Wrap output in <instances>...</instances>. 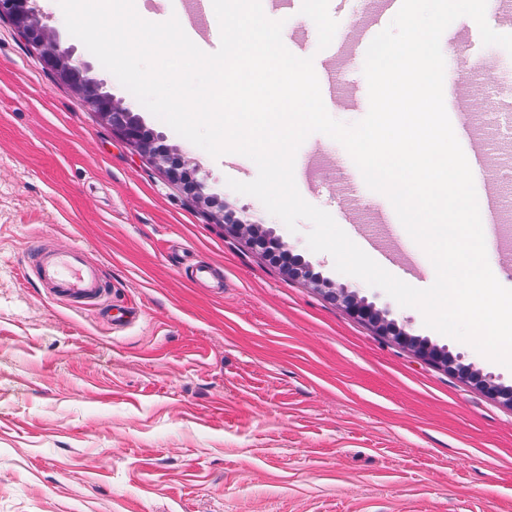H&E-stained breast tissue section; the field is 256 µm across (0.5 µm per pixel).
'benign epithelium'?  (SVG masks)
<instances>
[{"mask_svg": "<svg viewBox=\"0 0 512 512\" xmlns=\"http://www.w3.org/2000/svg\"><path fill=\"white\" fill-rule=\"evenodd\" d=\"M0 18L7 19L16 34L40 56L55 82L77 94L86 108L95 113L103 125L118 133L133 152L151 159L172 184L179 186L196 204L208 210L213 223L242 231L249 243L266 257L278 258V265L288 277L307 282L341 304L353 317L373 327L379 335L414 351L424 360L447 369L512 407L511 386L495 383L492 376L463 363L460 357L412 335L357 294L345 288H333L332 283L316 272L309 262L285 249L277 238L259 232L258 224L238 216L224 205V200L213 191L206 179L196 176L198 167L165 145L154 133H145L140 117L106 91L103 82L93 76L90 65L76 57L74 49L65 45L43 23L38 0H0Z\"/></svg>", "mask_w": 512, "mask_h": 512, "instance_id": "obj_1", "label": "benign epithelium"}]
</instances>
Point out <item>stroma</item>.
Returning <instances> with one entry per match:
<instances>
[{
    "mask_svg": "<svg viewBox=\"0 0 512 512\" xmlns=\"http://www.w3.org/2000/svg\"><path fill=\"white\" fill-rule=\"evenodd\" d=\"M42 9L108 91L164 143L200 164L229 207L245 212L334 287L388 311L406 331L512 386V369L428 328L421 312L339 273L255 197L232 190L257 167L211 157L146 109L68 32L57 0ZM288 49L315 70H346L326 53L351 38L359 0H266ZM492 82L465 83L470 114L512 85V54ZM329 114L368 112L362 69ZM301 196L354 243L387 203L354 197L337 141L311 134ZM386 270L406 258L427 288L435 270L404 227ZM81 248L103 297L57 300L44 255ZM212 265L222 285L194 280ZM0 512H512V407L379 336L246 239L212 223L148 158L57 84L0 20Z\"/></svg>",
    "mask_w": 512,
    "mask_h": 512,
    "instance_id": "35a3bbf8",
    "label": "stroma"
}]
</instances>
